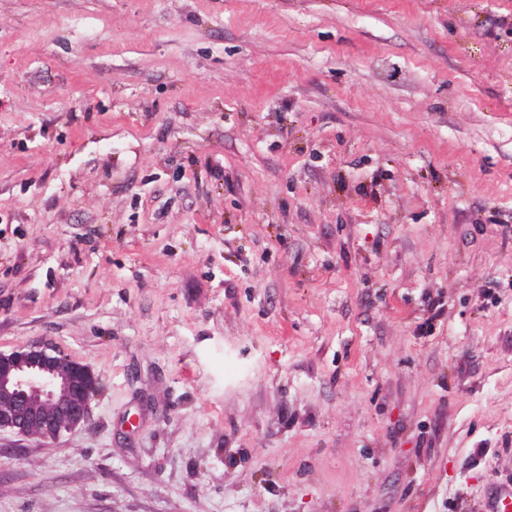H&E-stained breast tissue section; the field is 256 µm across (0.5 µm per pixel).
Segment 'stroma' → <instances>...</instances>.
I'll return each mask as SVG.
<instances>
[{"mask_svg": "<svg viewBox=\"0 0 512 512\" xmlns=\"http://www.w3.org/2000/svg\"><path fill=\"white\" fill-rule=\"evenodd\" d=\"M100 380L0 512H478L512 484V0H0V350Z\"/></svg>", "mask_w": 512, "mask_h": 512, "instance_id": "stroma-1", "label": "stroma"}]
</instances>
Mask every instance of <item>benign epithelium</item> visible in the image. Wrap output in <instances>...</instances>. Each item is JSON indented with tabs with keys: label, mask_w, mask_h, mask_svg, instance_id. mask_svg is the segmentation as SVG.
Wrapping results in <instances>:
<instances>
[{
	"label": "benign epithelium",
	"mask_w": 512,
	"mask_h": 512,
	"mask_svg": "<svg viewBox=\"0 0 512 512\" xmlns=\"http://www.w3.org/2000/svg\"><path fill=\"white\" fill-rule=\"evenodd\" d=\"M98 389L92 368L58 348L0 350V432L52 442L87 424Z\"/></svg>",
	"instance_id": "7a95c632"
}]
</instances>
